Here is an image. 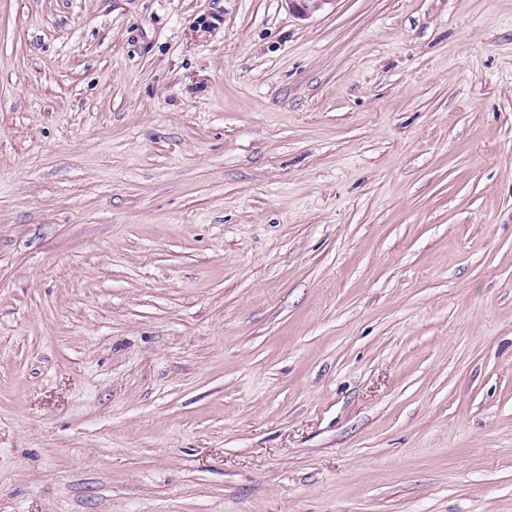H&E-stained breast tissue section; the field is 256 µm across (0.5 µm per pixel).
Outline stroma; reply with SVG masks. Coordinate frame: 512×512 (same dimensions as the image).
Returning <instances> with one entry per match:
<instances>
[{
    "instance_id": "obj_1",
    "label": "stroma",
    "mask_w": 512,
    "mask_h": 512,
    "mask_svg": "<svg viewBox=\"0 0 512 512\" xmlns=\"http://www.w3.org/2000/svg\"><path fill=\"white\" fill-rule=\"evenodd\" d=\"M0 512H512V0H0Z\"/></svg>"
}]
</instances>
